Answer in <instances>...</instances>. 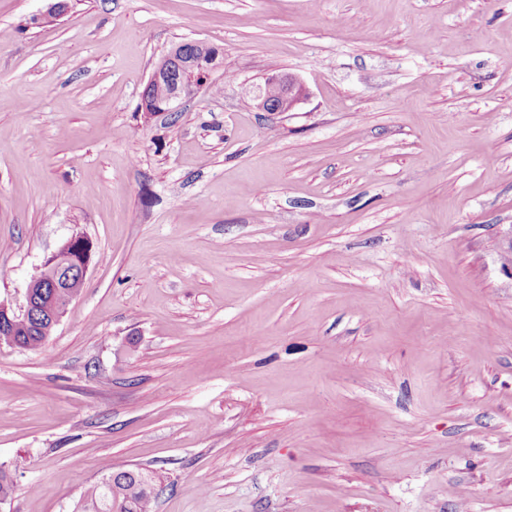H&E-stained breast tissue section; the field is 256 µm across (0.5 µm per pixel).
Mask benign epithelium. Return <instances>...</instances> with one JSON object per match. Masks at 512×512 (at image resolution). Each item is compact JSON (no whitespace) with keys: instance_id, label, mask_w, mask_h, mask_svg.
<instances>
[{"instance_id":"1","label":"benign epithelium","mask_w":512,"mask_h":512,"mask_svg":"<svg viewBox=\"0 0 512 512\" xmlns=\"http://www.w3.org/2000/svg\"><path fill=\"white\" fill-rule=\"evenodd\" d=\"M191 45L192 50L181 58H176L173 53L167 54L153 68L150 81L175 79V89L165 100V107L157 106L154 111H178V104L195 96L210 73L223 65V55L217 48L198 40L191 41ZM271 86L279 90L276 99L267 94V88ZM302 93L303 85L297 77L289 73L280 74L270 77L265 86L257 87L253 91V100L263 112H289ZM92 251V243L81 234H74L67 239L30 280L21 314L12 312L0 303V335L15 336L17 332H24L33 325L44 336H51L72 303V298L61 292L66 279L63 260H68L72 271L84 277L92 260Z\"/></svg>"}]
</instances>
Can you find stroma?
Returning a JSON list of instances; mask_svg holds the SVG:
<instances>
[{
  "mask_svg": "<svg viewBox=\"0 0 512 512\" xmlns=\"http://www.w3.org/2000/svg\"><path fill=\"white\" fill-rule=\"evenodd\" d=\"M0 0L6 512L142 469L154 512H512V0ZM224 54L143 112L183 40ZM304 84L289 112L252 99ZM190 44L193 49L186 55L177 59L173 53L166 54L153 68L148 83L169 80L176 70L174 91L165 100V107L157 105L153 112H177L178 103L195 96L210 73L223 65V55L217 48L198 40H192ZM275 86L279 90L276 99L270 98L267 88ZM303 93V85L292 74H280L270 77L265 86H259L253 91V100L256 106L263 112H289L291 111ZM92 251V243L81 234H74L67 239L30 280L20 315L11 312L0 302V335L5 340L21 339L27 350L40 349L46 341L37 331L28 332L26 336H19L17 332H25L32 322L44 336H51L75 298L61 292L60 288H65L66 275L78 272L84 279L92 260ZM65 259L73 266L66 275L63 263ZM48 290H51L50 296Z\"/></svg>",
  "mask_w": 512,
  "mask_h": 512,
  "instance_id": "obj_1",
  "label": "stroma"
}]
</instances>
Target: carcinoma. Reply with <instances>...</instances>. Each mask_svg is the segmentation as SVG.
<instances>
[{
  "label": "carcinoma",
  "mask_w": 512,
  "mask_h": 512,
  "mask_svg": "<svg viewBox=\"0 0 512 512\" xmlns=\"http://www.w3.org/2000/svg\"><path fill=\"white\" fill-rule=\"evenodd\" d=\"M158 492L143 478L110 468L89 485L77 503V512H153Z\"/></svg>",
  "instance_id": "1"
}]
</instances>
